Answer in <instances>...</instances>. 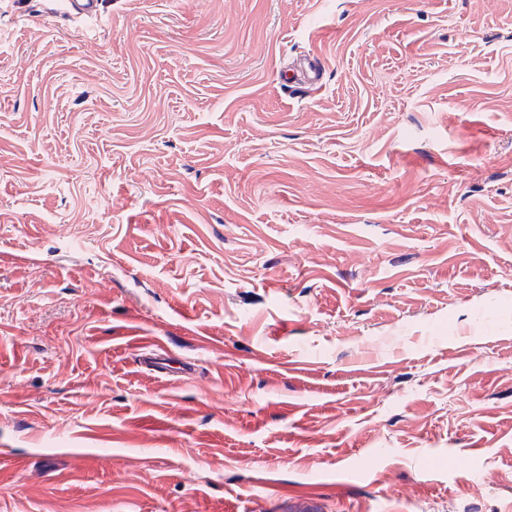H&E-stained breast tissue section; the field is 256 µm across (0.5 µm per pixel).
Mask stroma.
Here are the masks:
<instances>
[{
    "instance_id": "obj_1",
    "label": "stroma",
    "mask_w": 512,
    "mask_h": 512,
    "mask_svg": "<svg viewBox=\"0 0 512 512\" xmlns=\"http://www.w3.org/2000/svg\"><path fill=\"white\" fill-rule=\"evenodd\" d=\"M50 2L0 0V512H512V0ZM102 0H64V14L68 18H96L100 15ZM284 81L286 83L292 84L296 83L301 86H315L318 85L322 81V69L320 63L317 59H310L301 74L295 70H289V74L286 73L284 75ZM139 360L147 369L167 376L176 377L188 369L185 365L174 367L168 358L158 355H139Z\"/></svg>"
}]
</instances>
